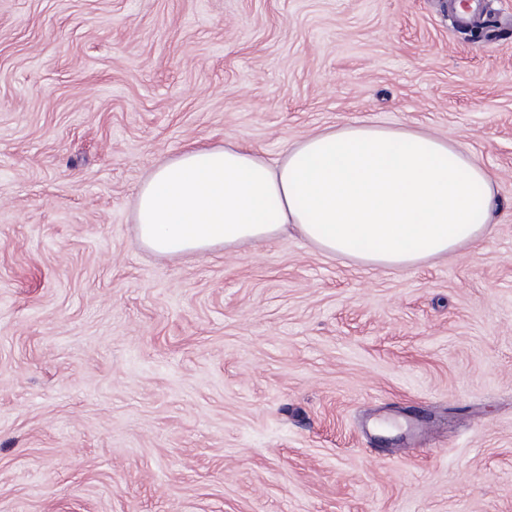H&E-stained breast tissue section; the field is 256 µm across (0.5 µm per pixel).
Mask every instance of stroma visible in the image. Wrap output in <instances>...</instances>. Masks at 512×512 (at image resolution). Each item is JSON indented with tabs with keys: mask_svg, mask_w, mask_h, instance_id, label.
I'll list each match as a JSON object with an SVG mask.
<instances>
[{
	"mask_svg": "<svg viewBox=\"0 0 512 512\" xmlns=\"http://www.w3.org/2000/svg\"><path fill=\"white\" fill-rule=\"evenodd\" d=\"M0 0V512H512V0ZM356 121L496 178L405 270L163 256L153 167Z\"/></svg>",
	"mask_w": 512,
	"mask_h": 512,
	"instance_id": "1",
	"label": "stroma"
}]
</instances>
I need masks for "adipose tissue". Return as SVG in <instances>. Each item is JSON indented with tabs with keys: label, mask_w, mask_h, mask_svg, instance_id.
<instances>
[{
	"label": "adipose tissue",
	"mask_w": 512,
	"mask_h": 512,
	"mask_svg": "<svg viewBox=\"0 0 512 512\" xmlns=\"http://www.w3.org/2000/svg\"><path fill=\"white\" fill-rule=\"evenodd\" d=\"M495 178L446 138L350 123L268 162L242 145L190 148L137 192L141 243L166 255L296 230L324 253L386 270L476 242L493 224Z\"/></svg>",
	"instance_id": "adipose-tissue-1"
}]
</instances>
